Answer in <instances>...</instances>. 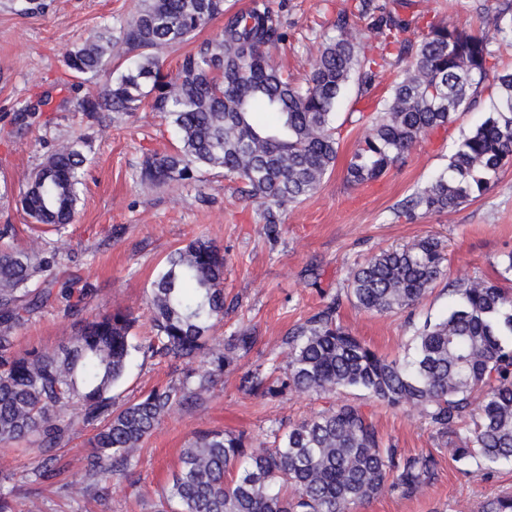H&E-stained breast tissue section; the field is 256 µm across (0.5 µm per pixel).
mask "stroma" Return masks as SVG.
I'll return each mask as SVG.
<instances>
[{
	"instance_id": "1",
	"label": "stroma",
	"mask_w": 512,
	"mask_h": 512,
	"mask_svg": "<svg viewBox=\"0 0 512 512\" xmlns=\"http://www.w3.org/2000/svg\"><path fill=\"white\" fill-rule=\"evenodd\" d=\"M43 16L24 18L14 0H0V225L17 230L15 248L28 249L37 237L34 221L19 199L32 171L58 142L78 141L87 158L78 214L54 243L65 264L81 274L92 291L88 314L125 309L136 319L133 334H151L149 288L166 257L190 239L204 235L224 250V298L233 308L210 331L211 343L243 327L254 328L258 341L236 370L224 374L200 405L167 415L142 445L130 487L121 475L94 484L84 465L92 429L76 428L69 442L56 448L59 473L35 479L42 460L35 448L0 447V457L16 464L10 483L17 512L38 504L42 512H153L183 448L194 433L212 429L246 431L256 443L272 445L278 430L288 429L327 407L324 399L289 392L269 399L244 395L242 373L283 366L282 340L294 328L339 300L341 323L380 355L404 357L415 326L448 312L451 282L495 276L504 252L512 250V167L493 177L490 188L456 210L415 220L400 217L406 199L442 172L462 135L481 123L489 101L458 113L446 128L422 136L402 163L360 188L349 187L344 170L394 79L386 69L370 99L357 101L349 89L336 111L339 140L336 165L320 188L288 207L276 237H268L260 207L241 196L238 181L223 169L195 173L193 179L151 186L138 179L145 154L169 151L177 144L171 127L149 110L134 116L106 117L98 124L76 112L75 93H94L102 79L76 82L62 61L67 45L119 30L138 10L140 0H45ZM285 41L271 45L275 63L303 78L315 61L323 34L334 33L336 12L345 0H281ZM426 18L479 28L478 8L494 11L498 0H414ZM51 95L48 113L26 131L16 116L22 104ZM442 241L446 272L416 307L394 313L355 308L347 298L350 273L380 250L423 237ZM70 322L57 309L34 314L16 333L19 349L57 347ZM148 354L138 355L124 381L114 389L122 404L158 386L178 383L186 368ZM378 427L386 440L407 455L433 452L440 476L423 495L404 498L385 493L358 512H477L487 498L512 493V468L487 475L477 468L462 472L451 460L429 421L414 411L389 409L357 389L344 391Z\"/></svg>"
}]
</instances>
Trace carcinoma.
I'll return each instance as SVG.
<instances>
[{"instance_id":"obj_1","label":"carcinoma","mask_w":512,"mask_h":512,"mask_svg":"<svg viewBox=\"0 0 512 512\" xmlns=\"http://www.w3.org/2000/svg\"><path fill=\"white\" fill-rule=\"evenodd\" d=\"M17 2L27 18L46 9L42 0ZM404 4L352 0L340 9L336 35L323 37L298 84L266 51L283 37L272 0H252L232 14L225 0H142L118 34L106 30L65 50V67L78 75L93 78L119 64L100 91L76 98L74 108L99 123L103 112L132 116L148 107L174 127L179 147L146 156L140 180L165 185L222 168L259 203L265 230L275 235L284 210L316 192L336 163L333 119L349 86L367 97L385 67L399 69L347 164L350 187L381 178L422 135L446 127L457 110L478 105L489 90L488 118L403 205L410 218L452 211L483 195L512 164V69L500 67L494 48L498 39H512V0L481 16V31L444 20L421 25L401 14ZM223 15L221 39L185 54L175 71L164 70L152 54L193 38ZM365 21L374 45L360 37ZM257 101L279 114L277 126L254 120ZM85 163L78 143L68 141L38 166L20 200L34 223L58 234L72 223ZM443 261L434 238L382 250L352 271L347 296L369 312L409 309L441 277ZM223 281L224 253L211 240L197 237L172 252L152 282L154 336L141 345L133 342L135 318L126 310L79 318L89 289L79 286L80 275L60 269L53 242L30 252L1 247L0 445L41 448L47 458L33 475L46 480L56 474L49 452L82 425L94 430L87 475L107 482L128 471L169 412L203 400L214 380L255 345L248 328L224 338L222 348L209 344L210 330L228 312ZM448 292L454 302L447 316L416 328L412 352L401 360H388L353 336L332 302L285 337L283 373L247 372L241 388L263 399L360 389L390 408L428 418L461 465L488 474L512 466V289L474 278L449 284ZM52 305L74 320L75 330L52 351L18 349L15 331ZM139 352L188 363L204 357L208 369L189 370L179 383L117 406L112 391ZM10 476L1 461L0 512H15L3 486ZM438 476L433 453L401 454L358 407L340 400L290 427L273 448L254 445L242 431L195 434L154 512H354L385 492L420 496ZM481 512H512V493L486 500Z\"/></svg>"}]
</instances>
